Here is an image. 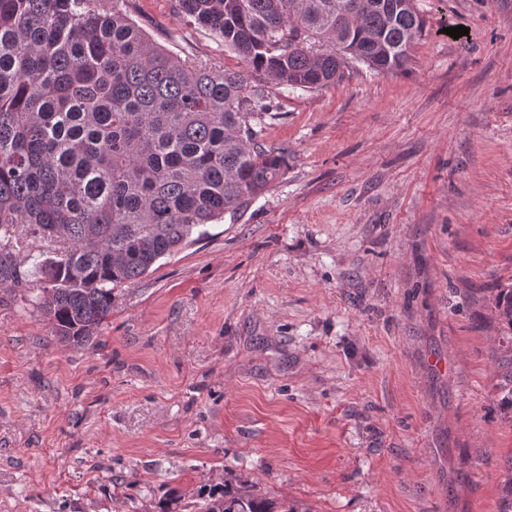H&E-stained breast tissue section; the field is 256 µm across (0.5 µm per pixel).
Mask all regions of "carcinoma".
<instances>
[{
    "instance_id": "cac0c4a2",
    "label": "carcinoma",
    "mask_w": 512,
    "mask_h": 512,
    "mask_svg": "<svg viewBox=\"0 0 512 512\" xmlns=\"http://www.w3.org/2000/svg\"><path fill=\"white\" fill-rule=\"evenodd\" d=\"M177 3L244 68L175 59L111 0H0V288L31 283L21 224L50 253L32 302L65 343H88L117 288L284 175L263 144L271 88L322 89L352 62L401 72L425 33L414 0ZM495 309L512 332V288ZM192 496L198 512H313L246 480Z\"/></svg>"
}]
</instances>
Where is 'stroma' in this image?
I'll use <instances>...</instances> for the list:
<instances>
[{
    "instance_id": "35a3bbf8",
    "label": "stroma",
    "mask_w": 512,
    "mask_h": 512,
    "mask_svg": "<svg viewBox=\"0 0 512 512\" xmlns=\"http://www.w3.org/2000/svg\"><path fill=\"white\" fill-rule=\"evenodd\" d=\"M119 5L179 60L241 69L177 0ZM417 6L404 72L273 88L284 176L116 290L93 344L0 288V512H153L239 476L314 512H498L512 0Z\"/></svg>"
}]
</instances>
